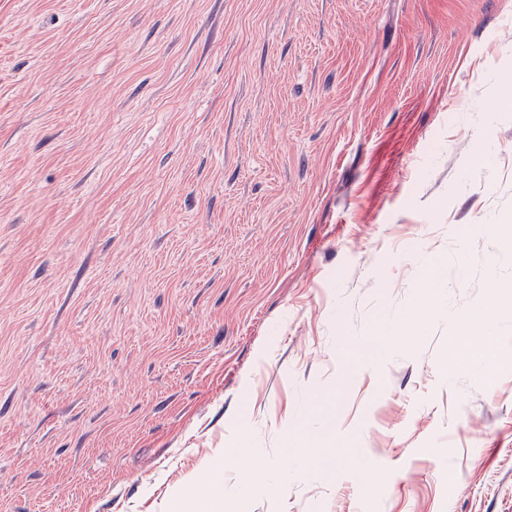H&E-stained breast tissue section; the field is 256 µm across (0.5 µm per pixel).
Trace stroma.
Masks as SVG:
<instances>
[{
  "label": "stroma",
  "instance_id": "35a3bbf8",
  "mask_svg": "<svg viewBox=\"0 0 512 512\" xmlns=\"http://www.w3.org/2000/svg\"><path fill=\"white\" fill-rule=\"evenodd\" d=\"M510 75L512 0H0V512H512ZM456 321L459 327V336L457 337L461 341V354L463 359L474 369H483L488 361H491L492 353L488 348L472 350L465 345L464 340L476 323H480L483 330H485L488 335H493L494 320L491 313L488 311L473 312L468 315L457 316Z\"/></svg>",
  "mask_w": 512,
  "mask_h": 512
}]
</instances>
